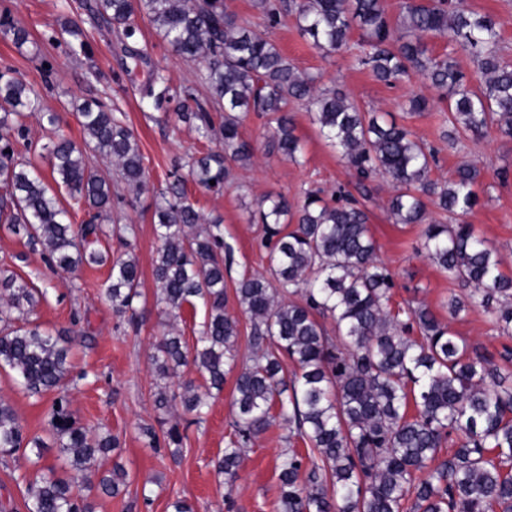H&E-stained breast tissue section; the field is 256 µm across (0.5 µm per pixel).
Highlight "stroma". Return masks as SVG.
<instances>
[{"label":"stroma","instance_id":"obj_1","mask_svg":"<svg viewBox=\"0 0 512 512\" xmlns=\"http://www.w3.org/2000/svg\"><path fill=\"white\" fill-rule=\"evenodd\" d=\"M4 5L26 27L31 41L19 47L12 35L0 31V69H16L42 91L40 110L23 117L29 140L42 145L51 137L41 117L46 110L58 113L65 133L82 141L75 107L96 99L123 113L150 173L146 189L138 194L125 190L121 183L112 185L113 191L124 197L112 217L134 243L142 273L141 295L134 302L140 328L115 316L104 297L109 265H84L75 278L54 272L41 251L27 245L25 236L0 223V269L14 273L42 294L34 322L53 333L75 334L73 368L63 380L61 392L67 395L81 425L93 433H111L120 441L111 459L127 471V487L116 497H96V512H169V502L178 497L192 504L195 512H273L279 492L277 464L289 448L286 427L271 425L246 449L233 489H226L214 468L229 438L234 411L232 380H225L223 392L211 399L205 421L187 425L179 456L150 448L144 435L145 429L163 427L153 407L159 380L152 356L160 320L152 278L158 246L153 221L156 193L174 161L188 160L206 150L209 143L194 126L166 117L163 111L143 109L138 88L148 71L157 69L173 89L190 87L199 98H206L208 90L199 79L201 63L173 53L143 19L138 22L137 41L148 61L137 64L124 58L117 34L94 26L86 12L77 9L75 0H0V7ZM70 19L80 22L91 54L74 55L65 41H48V34L61 31ZM268 36L299 71L318 77L320 87L342 90L361 109L386 114L434 148L437 162L431 179L444 185L459 165H477L481 172L476 186L478 205L461 217L434 208L429 216L444 224H471L475 235L498 251L503 272L512 276V138L493 129L449 145L447 106L439 102L437 91L421 75L411 74L409 81L393 88L385 86L369 71L353 65L351 51L327 55L316 49L290 16L270 29ZM415 94L432 99L433 108L421 114L408 112L406 102ZM292 117L304 146L300 162L267 153V120L251 113L241 128L254 148L250 164H230L222 193L207 192L192 182L187 185L204 221L222 219L224 239L235 252V262L225 275L226 310L239 321L238 352L243 361L251 355L250 321L238 306L235 288L242 276L266 266L257 245L260 227L251 222V212L269 194H281L297 203L310 190L320 191L328 199L338 189H354L351 170L312 123L306 104H295ZM373 187L371 197L362 205L369 215L377 258L395 274L394 305L429 307L470 349L494 356L512 350V335L500 334L483 308L470 304L458 317H450L449 300L468 301L471 286L449 278L420 254L422 225L393 222L388 210L394 192L391 182L380 177ZM53 398L50 392L40 398L28 396L10 376L0 374V399L14 407L29 434L49 438L48 408ZM37 472L32 456L20 452L0 456V512H26V482Z\"/></svg>","mask_w":512,"mask_h":512}]
</instances>
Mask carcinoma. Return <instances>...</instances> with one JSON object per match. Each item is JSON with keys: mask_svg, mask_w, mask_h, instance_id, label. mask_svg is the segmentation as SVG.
<instances>
[{"mask_svg": "<svg viewBox=\"0 0 512 512\" xmlns=\"http://www.w3.org/2000/svg\"><path fill=\"white\" fill-rule=\"evenodd\" d=\"M262 23L249 30L238 23L226 0H80L78 8L115 28L121 52L143 55L134 37L135 18L147 20L177 55L203 64L209 97L191 87L176 92L158 70L148 74L141 100L173 111L194 125L201 137L219 144L187 162L186 175H172L155 201L154 224L160 245L152 275L162 304L161 338L153 355L163 385L155 408L166 413L180 405L193 421H203L212 391L224 390L235 373L233 432L217 473L232 487L244 449L279 419L289 437L311 452V464L296 451L279 464L276 512H512V373L484 353L468 352L425 306L392 313L394 274L376 257L365 210L339 197L310 193L295 206L283 195L264 200L251 215L261 225L264 271L243 277L235 297L251 323L252 357L238 363L239 322L226 311L224 262L232 249L224 243L221 221L205 231L190 202L185 180L220 193L227 162L247 165L253 156L240 126L251 112L274 123L267 151L297 160L302 148L289 115L305 101L321 134L357 175L367 196L372 176L395 185L389 213L396 224H423L422 249L454 279L474 286L479 304L504 335L512 333V278L502 260L469 224L429 221L426 202L437 209L468 213L478 204L474 185L480 170L460 166L440 185L429 177L432 150L407 127L376 112H364L346 94L322 89L317 78L299 72L267 36L286 15L296 18L302 35L328 53L349 49L360 32L357 64L370 67L388 86L420 73L448 103V145L491 128L512 137V61L503 55L493 20L465 6V0H403L399 31H394L382 0H257ZM0 27L21 47L29 32L0 13ZM69 52L87 53L78 26H63ZM446 36L475 58L483 83L473 88L449 54L434 55L426 39ZM40 90L12 68L0 69V223L27 237L56 269L75 274L86 263L102 261L91 237L112 220V182L89 163V153L115 162L120 180L140 192L148 170L136 137L122 113L96 100L84 103L76 118L78 144L62 130L42 147L52 180L87 210L75 228L69 211L51 193L38 168L18 151L36 150L21 118L33 110ZM215 184H210V181ZM112 259L106 299L124 316L140 296V270L134 248ZM38 290L14 274L0 271V370L31 397L59 387L71 371L70 342L30 322ZM202 301L209 315L196 347L188 350L174 323ZM331 318L335 334L322 323ZM415 326L420 339L409 336ZM295 366L284 374L283 359ZM191 364L202 379H180ZM53 445L76 476L57 475L41 464L48 449L28 434L10 403L0 400V453L20 450L35 457L42 475L27 483V512H93L94 492L116 497L127 472L115 464L100 470L97 461L119 447L118 438L93 434L80 425L66 396L49 410ZM457 448L438 462L451 436ZM183 441L179 425L165 431L171 454ZM413 505L407 506L409 497Z\"/></svg>", "mask_w": 512, "mask_h": 512, "instance_id": "cac0c4a2", "label": "carcinoma"}]
</instances>
